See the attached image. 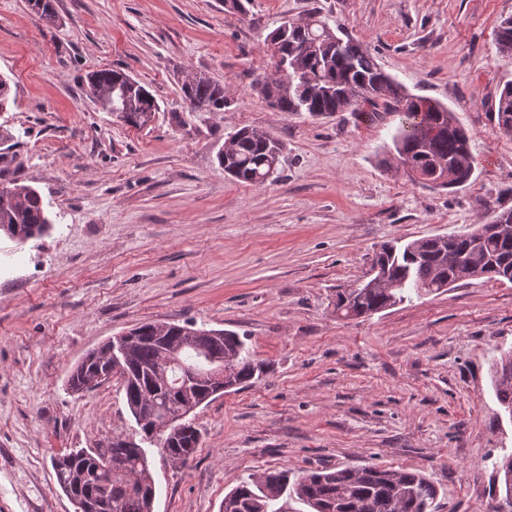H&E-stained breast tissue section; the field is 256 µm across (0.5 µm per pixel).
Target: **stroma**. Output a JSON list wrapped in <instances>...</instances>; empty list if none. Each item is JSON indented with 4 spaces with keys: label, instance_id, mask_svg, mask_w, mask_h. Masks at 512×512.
Segmentation results:
<instances>
[{
    "label": "stroma",
    "instance_id": "stroma-1",
    "mask_svg": "<svg viewBox=\"0 0 512 512\" xmlns=\"http://www.w3.org/2000/svg\"><path fill=\"white\" fill-rule=\"evenodd\" d=\"M0 0V76L16 101L0 182L36 188L47 234L0 232V512H74L51 460L116 438L143 442L119 379L67 389L90 350L142 322L245 336L267 373L195 412L202 439L175 465L145 445L153 512H220L242 479L321 467L419 471L438 512L498 504L492 462L512 451L492 364L512 350V284L465 280L358 319L336 292L365 279L388 241L471 230L512 210V133L492 118L512 81L494 30L512 0ZM320 10L411 93L455 113L475 171L434 189L385 165L397 125L349 112H277L255 91L273 71L266 37ZM125 71L160 110L135 128L86 92ZM224 84L221 112L192 110L186 76ZM272 132L274 181L233 182L217 153L230 133Z\"/></svg>",
    "mask_w": 512,
    "mask_h": 512
}]
</instances>
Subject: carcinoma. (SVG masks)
Returning a JSON list of instances; mask_svg holds the SVG:
<instances>
[{"mask_svg":"<svg viewBox=\"0 0 512 512\" xmlns=\"http://www.w3.org/2000/svg\"><path fill=\"white\" fill-rule=\"evenodd\" d=\"M36 14L48 23L56 21L51 0H28ZM497 52L512 58V17L497 25ZM274 60L272 77L255 91L270 107L293 114L331 117L353 112L370 122L392 116L398 119L393 146L398 167L425 175L421 183L432 188H451L468 182L473 173L470 138L447 106L416 96L391 75L357 40L340 37L312 10L300 20H287L267 36ZM193 109L222 112L227 105L224 86L203 77L189 76L181 86ZM88 95L103 110L117 107L134 115L132 127L145 126L142 115L159 111L156 99L141 84L119 69L103 68L88 78ZM494 120L503 130H512V81L504 84L495 107ZM232 153L218 152L219 164L232 180L263 185L272 178L270 164L282 155L283 144L273 134L242 128L232 135ZM510 216L494 212L487 222L463 233L447 245L435 236L406 244H383L375 264L385 267L395 286L346 288L336 294V316L354 319L410 302L413 296L441 289V281L468 280L477 274L502 283H512L499 266L512 260V235L489 232L487 227ZM52 226L49 212L34 187L19 182L0 186V231L23 245L47 233ZM157 324L135 326L139 340L124 370L115 373L123 383L130 413L152 405L155 418L181 428L178 447L165 451L174 463L184 465L201 443L193 420L179 419L187 398L179 391V368L168 374L158 370L160 346L154 339ZM214 353L224 356L229 382L239 389L266 372V364L254 360L246 337L223 331ZM105 370L103 363H77L67 380L79 388ZM495 394L501 406L512 411V351L501 354L492 370ZM504 501L512 500V453L493 462ZM56 481L98 503L100 512H151L156 493L146 452L135 442L120 437L95 448L72 449L52 458ZM296 498L312 512H434L438 491L424 474L378 466L322 468L295 481L288 471L266 472L242 480L224 496L231 512H282L275 503L283 496Z\"/></svg>","mask_w":512,"mask_h":512,"instance_id":"1","label":"carcinoma"}]
</instances>
